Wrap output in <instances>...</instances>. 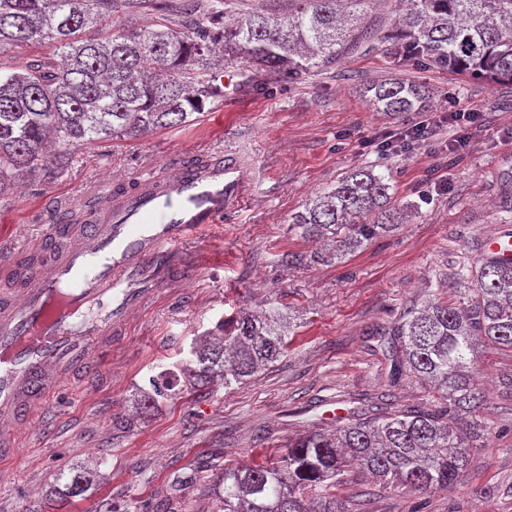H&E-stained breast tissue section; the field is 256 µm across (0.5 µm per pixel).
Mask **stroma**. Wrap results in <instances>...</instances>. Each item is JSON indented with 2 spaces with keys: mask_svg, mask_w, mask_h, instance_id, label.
<instances>
[{
  "mask_svg": "<svg viewBox=\"0 0 512 512\" xmlns=\"http://www.w3.org/2000/svg\"><path fill=\"white\" fill-rule=\"evenodd\" d=\"M231 68L246 81L241 97L206 105L177 128L87 146L56 179L0 195V244L20 255L54 224L49 198L79 213L98 184L128 183L141 172L166 178L200 152L239 148L253 186L222 223L187 243L203 259L197 279L171 280L135 311L98 378L61 382L55 434L19 428L18 456L0 458V512H47L56 475L77 467L98 477L76 512H94L107 496L120 506L217 512L224 466L278 460L308 425L334 429L332 410L380 398L392 411L428 403L421 383L391 384L380 334L407 308L452 298L449 263L475 262L483 237L504 231L498 194L502 172L512 168V85L402 59L388 42L261 86L248 83L244 64ZM389 79L424 85L428 112L374 111L367 90ZM456 104L482 112L481 125L442 130L436 148H376L382 134ZM459 137L469 146L445 149ZM358 166L389 175L398 199L419 203L418 213L342 262L288 266L283 255L315 249L289 231L293 216ZM269 307L291 322L280 360L245 383L215 382L175 398L131 430L113 428L115 415L134 414L135 388L185 358L194 337L236 311ZM473 368L486 390L478 414L485 434L473 442L463 477L448 490L415 492L354 474L338 492L348 512H512V352L479 349ZM206 454L214 465L197 472Z\"/></svg>",
  "mask_w": 512,
  "mask_h": 512,
  "instance_id": "obj_1",
  "label": "stroma"
}]
</instances>
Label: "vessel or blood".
Instances as JSON below:
<instances>
[{
  "mask_svg": "<svg viewBox=\"0 0 512 512\" xmlns=\"http://www.w3.org/2000/svg\"><path fill=\"white\" fill-rule=\"evenodd\" d=\"M248 189L244 160L215 152L165 179L139 174L130 191L102 184L86 224H58L30 241L43 266L25 288L0 292V417L49 431L60 380L98 376L94 347L124 329L159 282L197 278L183 244L202 225L220 223ZM482 252L512 263V236H486Z\"/></svg>",
  "mask_w": 512,
  "mask_h": 512,
  "instance_id": "b4317fda",
  "label": "vessel or blood"
}]
</instances>
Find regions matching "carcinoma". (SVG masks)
<instances>
[{
  "mask_svg": "<svg viewBox=\"0 0 512 512\" xmlns=\"http://www.w3.org/2000/svg\"><path fill=\"white\" fill-rule=\"evenodd\" d=\"M288 19L250 12L224 20V0L202 18L173 2L167 17L144 26L112 23L121 4L138 0H0V194L20 183L58 176L78 149L110 139L136 140L191 122L224 98L216 63L245 60L250 81L314 73L351 47L394 38L398 50L486 82L512 83V0H406L395 33L361 26L372 0H290ZM49 43L54 52L10 70L21 43ZM378 112H421L422 87L391 80L373 87ZM394 200L388 176L357 169L316 194L290 229L328 242L327 259L366 248L417 213ZM457 300L405 312L389 336L391 381L431 384L437 404L370 416L352 413L334 433L307 429L288 441L276 462L224 467L219 512H346L336 488L355 472L418 491L444 489L468 465L470 438L484 405L471 365L478 343L512 351V264L480 259L453 273ZM197 336L178 373L150 379L132 401L154 412L176 391L195 392L215 379L242 383L277 361L289 322L279 308L243 312ZM92 485L74 470L65 505Z\"/></svg>",
  "mask_w": 512,
  "mask_h": 512,
  "instance_id": "carcinoma-1",
  "label": "carcinoma"
}]
</instances>
